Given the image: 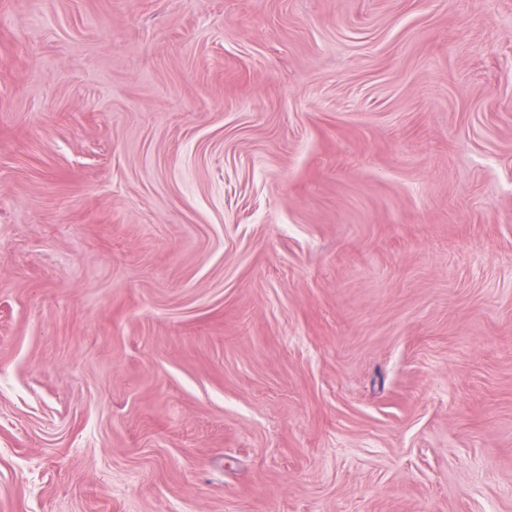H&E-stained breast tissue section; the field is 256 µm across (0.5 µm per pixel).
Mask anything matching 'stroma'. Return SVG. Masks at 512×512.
Instances as JSON below:
<instances>
[{
	"instance_id": "1",
	"label": "stroma",
	"mask_w": 512,
	"mask_h": 512,
	"mask_svg": "<svg viewBox=\"0 0 512 512\" xmlns=\"http://www.w3.org/2000/svg\"><path fill=\"white\" fill-rule=\"evenodd\" d=\"M0 512H512V0H0Z\"/></svg>"
}]
</instances>
